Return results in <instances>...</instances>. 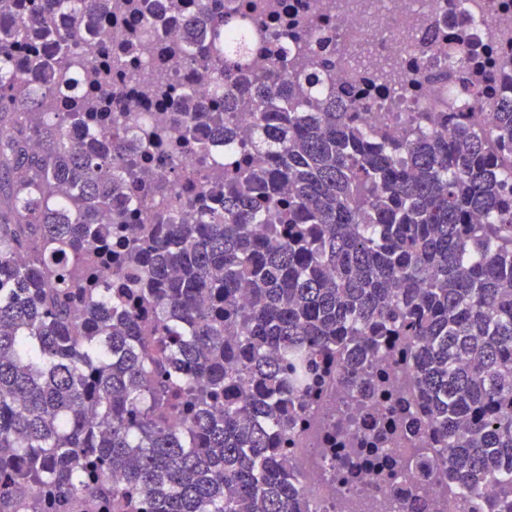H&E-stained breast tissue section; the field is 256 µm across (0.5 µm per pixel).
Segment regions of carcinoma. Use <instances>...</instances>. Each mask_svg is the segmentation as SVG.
Masks as SVG:
<instances>
[{"instance_id":"carcinoma-1","label":"carcinoma","mask_w":512,"mask_h":512,"mask_svg":"<svg viewBox=\"0 0 512 512\" xmlns=\"http://www.w3.org/2000/svg\"><path fill=\"white\" fill-rule=\"evenodd\" d=\"M171 2L196 8L195 82L224 83V111L246 103L258 127L241 134L258 160L167 182L184 204L183 184L209 187L195 224H130L118 204L123 175L190 129L110 149L72 135L137 118L114 113L112 75L144 50L152 5L0 0V512H310L280 448L291 398L323 356L362 383L383 336L416 357L448 480L492 484L512 512V70L458 22L448 63L406 73L417 92L464 89L481 121L443 112V138L422 109L398 137L359 119L367 80L319 105L296 89L335 57L275 54L251 83L224 49L239 7ZM114 23L128 38L101 56L90 35ZM150 96L199 119L190 88Z\"/></svg>"}]
</instances>
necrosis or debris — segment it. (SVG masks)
Returning <instances> with one entry per match:
<instances>
[{
  "label": "necrosis or debris",
  "mask_w": 512,
  "mask_h": 512,
  "mask_svg": "<svg viewBox=\"0 0 512 512\" xmlns=\"http://www.w3.org/2000/svg\"><path fill=\"white\" fill-rule=\"evenodd\" d=\"M296 2L305 17L322 26L321 36L305 39L311 58L333 54L342 45H364L372 59L388 66L376 73L366 60L350 54L335 69L303 83V90L322 102L332 93L353 90L359 79L382 85L385 96L367 100L364 109L389 118L400 136L407 132V116L418 111L421 102L409 91L405 72L396 62L410 55L417 43L428 41L436 15L465 13L478 40L498 44L504 58L512 57V11L496 10L491 0H377L369 12L335 11L330 0ZM190 77V64L166 69L146 53L115 75L112 82L123 100L137 107L138 119L127 127L126 137L143 139L155 123L153 108L140 100L138 90L150 84H186ZM241 151L237 137L212 134L203 147L182 151L178 159L154 155L139 179L126 185L130 223L147 217L160 224L192 223L195 209L161 194L141 199V181L169 176L175 161L186 169H218ZM413 365L410 352L385 341L365 362V391L343 380L340 360L321 361L312 373L307 393L295 401V423L285 446L290 472L304 486L313 512H424L429 505L434 512H488L495 496L490 485L464 499L437 478L412 483L399 474L389 480L381 477V467L396 468L410 462L415 449L435 445L412 393Z\"/></svg>",
  "instance_id": "obj_1"
}]
</instances>
